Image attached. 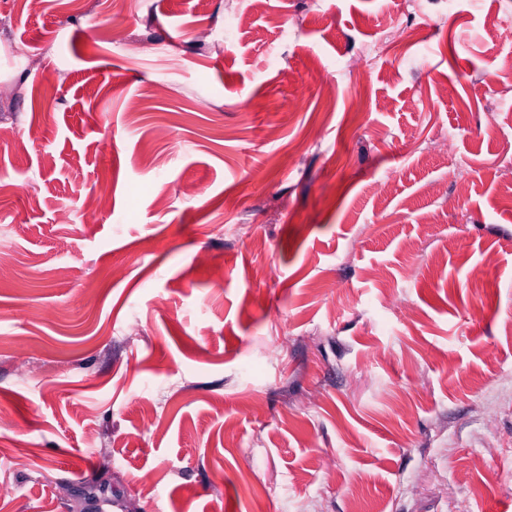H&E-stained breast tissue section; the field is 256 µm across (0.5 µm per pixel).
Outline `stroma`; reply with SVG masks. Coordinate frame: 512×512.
<instances>
[{"mask_svg": "<svg viewBox=\"0 0 512 512\" xmlns=\"http://www.w3.org/2000/svg\"><path fill=\"white\" fill-rule=\"evenodd\" d=\"M418 8L0 0V512H512V0Z\"/></svg>", "mask_w": 512, "mask_h": 512, "instance_id": "obj_1", "label": "stroma"}]
</instances>
